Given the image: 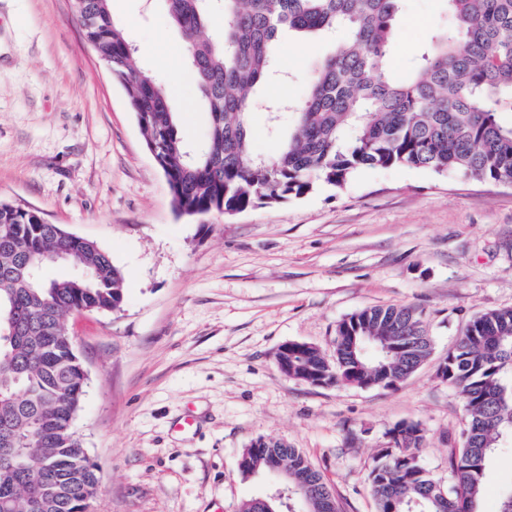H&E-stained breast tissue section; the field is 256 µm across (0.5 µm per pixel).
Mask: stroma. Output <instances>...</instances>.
Returning a JSON list of instances; mask_svg holds the SVG:
<instances>
[{
    "label": "stroma",
    "instance_id": "1",
    "mask_svg": "<svg viewBox=\"0 0 512 512\" xmlns=\"http://www.w3.org/2000/svg\"><path fill=\"white\" fill-rule=\"evenodd\" d=\"M139 66L170 85L180 131L203 150L209 111L163 0H111ZM452 16L403 0L390 66L408 73ZM285 31L288 83L260 97L285 124L331 52ZM0 198L96 242L124 274L120 310L69 319L87 372L74 427L99 477L92 512H237L269 476H242L257 438L288 442L340 512H376L369 471L401 422L451 482L462 404L436 366L481 313L512 308V185L391 167L359 170L274 207L178 216L123 89L85 42L72 0H0ZM422 310L430 360L393 388L317 386L282 374L284 343L333 354L336 326L373 306Z\"/></svg>",
    "mask_w": 512,
    "mask_h": 512
}]
</instances>
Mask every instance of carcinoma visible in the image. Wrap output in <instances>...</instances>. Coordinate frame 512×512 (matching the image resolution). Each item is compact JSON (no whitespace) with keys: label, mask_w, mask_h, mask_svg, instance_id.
Returning <instances> with one entry per match:
<instances>
[{"label":"carcinoma","mask_w":512,"mask_h":512,"mask_svg":"<svg viewBox=\"0 0 512 512\" xmlns=\"http://www.w3.org/2000/svg\"><path fill=\"white\" fill-rule=\"evenodd\" d=\"M187 40L192 77L207 104V148L193 155L181 135L168 86L138 67L114 22L111 0H73L86 43L108 60L145 142H163L160 169L180 216L302 198L344 188L362 168L404 167L512 183V0H448L452 26L436 34L403 78L389 68L401 0H224L220 40L199 37L210 23L207 0H165ZM335 37L311 77L288 137L270 157L254 152L250 114L273 103L256 98L272 74L285 31ZM63 251L77 274L47 279ZM124 275L95 242L41 214L0 199V512H82L98 477L74 428L87 376L69 332L78 309L112 313L123 302ZM332 356L304 344L281 355L296 377L328 384L398 385L433 352L422 311L362 309L336 326ZM440 378L465 411L462 446L448 453L446 493L421 463L425 434L402 423L369 472L376 512H481L495 451L512 441V308L471 320L443 359ZM288 468V503L275 512H338L322 474L288 443L259 438L238 460L240 473Z\"/></svg>","instance_id":"1"}]
</instances>
